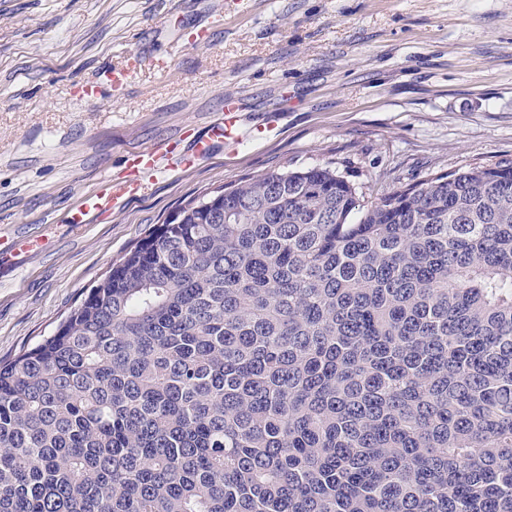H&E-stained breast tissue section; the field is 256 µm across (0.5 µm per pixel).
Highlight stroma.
Wrapping results in <instances>:
<instances>
[{"instance_id":"obj_1","label":"stroma","mask_w":512,"mask_h":512,"mask_svg":"<svg viewBox=\"0 0 512 512\" xmlns=\"http://www.w3.org/2000/svg\"><path fill=\"white\" fill-rule=\"evenodd\" d=\"M205 29L209 44H184ZM137 61L124 87L103 74ZM95 100H78L87 83ZM242 130L143 197L69 217L129 154ZM512 159V0H0V361L49 335L184 201L273 169L331 167L360 197ZM43 238L35 252L22 238ZM241 101L235 95H228L224 98V108L221 120L211 129L208 138H197L192 145L190 157L202 158L209 154L211 142L215 139H224L230 145H240L243 136L238 130L239 111Z\"/></svg>"}]
</instances>
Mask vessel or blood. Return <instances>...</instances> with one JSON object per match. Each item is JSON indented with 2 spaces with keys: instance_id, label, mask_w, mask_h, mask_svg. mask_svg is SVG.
<instances>
[{
  "instance_id": "1",
  "label": "vessel or blood",
  "mask_w": 512,
  "mask_h": 512,
  "mask_svg": "<svg viewBox=\"0 0 512 512\" xmlns=\"http://www.w3.org/2000/svg\"><path fill=\"white\" fill-rule=\"evenodd\" d=\"M240 106L239 97L225 96L221 120L212 128L209 137L194 141L191 154L177 155L167 146L130 154L128 163L134 171L133 178L124 181H105L98 190L83 196L69 217L70 223H87L91 214L111 209L123 200L147 194L165 159L176 158L179 166L186 167L192 159L209 154L212 140L221 139L235 146L240 145L243 141L238 130Z\"/></svg>"
}]
</instances>
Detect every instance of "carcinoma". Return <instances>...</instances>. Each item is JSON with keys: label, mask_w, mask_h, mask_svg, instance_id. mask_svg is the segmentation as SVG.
Listing matches in <instances>:
<instances>
[{"label": "carcinoma", "mask_w": 512, "mask_h": 512, "mask_svg": "<svg viewBox=\"0 0 512 512\" xmlns=\"http://www.w3.org/2000/svg\"><path fill=\"white\" fill-rule=\"evenodd\" d=\"M178 211L0 364V512H512V159Z\"/></svg>", "instance_id": "carcinoma-1"}]
</instances>
